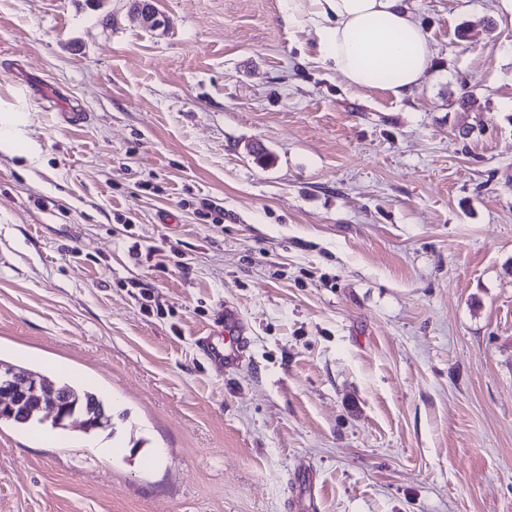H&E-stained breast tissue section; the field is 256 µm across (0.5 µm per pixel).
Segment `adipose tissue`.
Wrapping results in <instances>:
<instances>
[{
  "mask_svg": "<svg viewBox=\"0 0 512 512\" xmlns=\"http://www.w3.org/2000/svg\"><path fill=\"white\" fill-rule=\"evenodd\" d=\"M288 20L315 28L324 61L352 89L380 85L403 98L434 56L406 0H288Z\"/></svg>",
  "mask_w": 512,
  "mask_h": 512,
  "instance_id": "1",
  "label": "adipose tissue"
}]
</instances>
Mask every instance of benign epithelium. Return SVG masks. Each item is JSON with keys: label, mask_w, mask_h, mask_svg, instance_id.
I'll return each mask as SVG.
<instances>
[{"label": "benign epithelium", "mask_w": 512, "mask_h": 512, "mask_svg": "<svg viewBox=\"0 0 512 512\" xmlns=\"http://www.w3.org/2000/svg\"><path fill=\"white\" fill-rule=\"evenodd\" d=\"M143 26L159 30L164 28L165 16L155 0H145L137 7ZM35 411L46 413L53 423L63 426L78 420L85 431L105 427L112 418L95 400H90L83 410L77 409L73 396L65 389H57L37 375L13 368L0 374V413L21 414Z\"/></svg>", "instance_id": "1"}]
</instances>
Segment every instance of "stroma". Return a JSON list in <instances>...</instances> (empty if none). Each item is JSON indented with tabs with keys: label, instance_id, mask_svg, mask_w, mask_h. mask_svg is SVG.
<instances>
[{
	"label": "stroma",
	"instance_id": "obj_1",
	"mask_svg": "<svg viewBox=\"0 0 512 512\" xmlns=\"http://www.w3.org/2000/svg\"><path fill=\"white\" fill-rule=\"evenodd\" d=\"M409 4L398 100L287 0H0V361L116 415L1 424L0 512H512V28ZM139 0L133 1V5L136 8ZM146 2L140 3L137 7V15L146 28L152 30H159L164 28L165 16L160 12L156 3L158 1L145 0Z\"/></svg>",
	"mask_w": 512,
	"mask_h": 512
}]
</instances>
